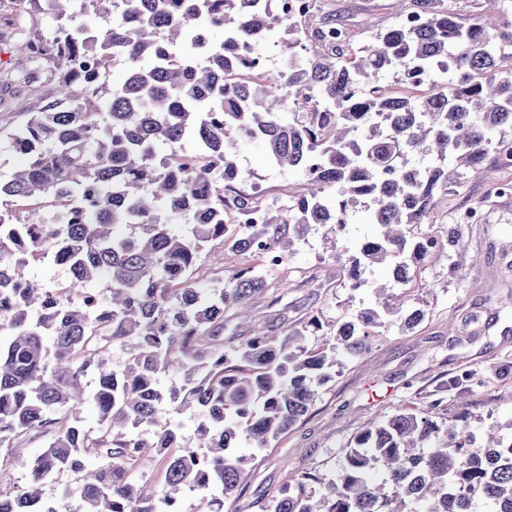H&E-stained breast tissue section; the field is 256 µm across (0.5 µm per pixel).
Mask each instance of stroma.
Wrapping results in <instances>:
<instances>
[{
  "mask_svg": "<svg viewBox=\"0 0 512 512\" xmlns=\"http://www.w3.org/2000/svg\"><path fill=\"white\" fill-rule=\"evenodd\" d=\"M398 0H322L318 16H333L353 33L354 45L367 38V25L398 21ZM53 17L41 5L17 11L12 0H0V72L16 65L15 45L25 37L46 34ZM33 84L17 83L0 92V178L9 177L22 159L10 147L13 130L25 119L31 87L52 92L56 76L49 63L32 69ZM242 167L253 178L246 191L275 205L305 191L300 174L270 166L262 148L244 144L238 150ZM512 179V169L487 158L483 174L464 178L440 196L430 214L427 231L437 241L425 267L406 287L392 285V294H407L425 310L424 320L405 331L374 327L365 353L344 359L336 377L321 387L309 412L271 446L255 452L235 493L224 500L223 512H269L285 488L309 471L333 479L344 465V449L362 428L400 412L424 413L441 421L467 413L475 443L488 429L512 439V196L497 192ZM490 216L486 224H460L456 216L470 206ZM331 245L314 229L294 247L288 261L268 272L267 293L253 302L252 318L241 323L234 312L224 316L225 335L249 338L259 332L300 329L311 319L325 325L352 319L371 298L366 289L344 288V268L330 257ZM243 262L226 243H209L199 260L196 285L217 287ZM459 264L461 275L451 272ZM474 379L464 401L448 390L463 371ZM47 439L30 433L14 447H0V483L21 485L27 463Z\"/></svg>",
  "mask_w": 512,
  "mask_h": 512,
  "instance_id": "1",
  "label": "stroma"
}]
</instances>
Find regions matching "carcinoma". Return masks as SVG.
<instances>
[{"label":"carcinoma","instance_id":"carcinoma-1","mask_svg":"<svg viewBox=\"0 0 512 512\" xmlns=\"http://www.w3.org/2000/svg\"><path fill=\"white\" fill-rule=\"evenodd\" d=\"M51 2L66 32L15 47L30 65L33 45H50L59 81L11 135L25 166L0 181V446L32 430L51 438L29 461L28 490L0 485V512H58L42 486L62 473L76 475L65 494L78 512H165L187 490L224 497L248 461L241 444L266 448L299 421L332 378L337 353H363L384 315L405 330L425 318L373 284L379 308L336 324L330 336L311 345L305 329L258 334L238 345L241 364L228 365L224 313L247 312L268 282L248 266L206 294L195 273L205 246L224 238L222 186L252 177L237 163L239 146L257 144L270 165L303 175L307 193L262 224L240 225L231 250L274 268L311 227L335 234L360 206L372 232L355 243L347 286H367L366 268L381 264L406 286L435 247L433 236L412 237L410 227L427 223L439 195L483 172L490 146L499 167L512 166V146L491 138L512 131V76L500 72L512 28L484 17L461 25L459 0H413L424 17L417 27L377 28L354 56L327 48L251 79L231 71L241 67V48L258 54L291 27L278 0L261 10L257 0ZM90 12L119 19L95 31L82 21ZM198 28L206 36L224 30L203 60ZM83 59L124 67L122 81L98 86L102 105L78 93L98 78L76 70ZM425 64L435 74L421 96H392L381 84L393 74L415 86L412 69ZM300 103L327 125L283 122ZM158 141L169 154H155ZM327 186L336 196L323 195ZM27 198L57 209L41 235L12 208ZM48 246L75 271L61 287L24 275ZM101 278L105 289L89 309L86 284ZM116 343L128 347L121 367L112 365ZM167 372L175 378L164 391ZM90 374L96 431L77 412ZM166 403L175 413L202 412L195 443L181 441ZM344 453L336 479L303 475L271 512H404L409 501L424 503V512H473L476 500L512 512V441L492 436L473 446L462 415L439 423L400 412L358 432ZM155 454L166 458V487L148 493L127 464ZM90 455L93 469L84 466Z\"/></svg>","mask_w":512,"mask_h":512}]
</instances>
